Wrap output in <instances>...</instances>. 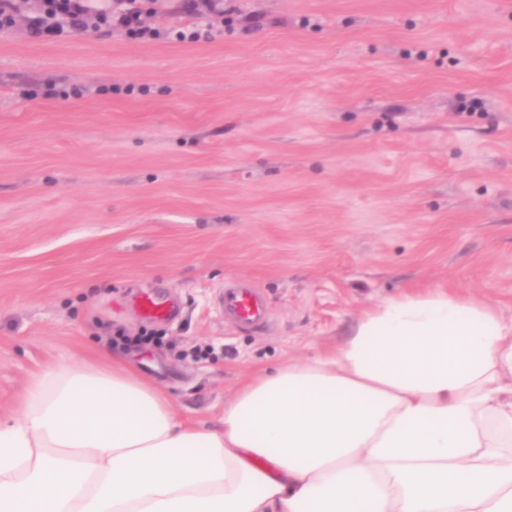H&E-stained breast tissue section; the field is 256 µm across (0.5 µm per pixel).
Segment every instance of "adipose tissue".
Returning <instances> with one entry per match:
<instances>
[{
	"label": "adipose tissue",
	"mask_w": 512,
	"mask_h": 512,
	"mask_svg": "<svg viewBox=\"0 0 512 512\" xmlns=\"http://www.w3.org/2000/svg\"><path fill=\"white\" fill-rule=\"evenodd\" d=\"M0 419V512H512V321L428 288L251 376L216 426L127 362L58 364Z\"/></svg>",
	"instance_id": "obj_1"
}]
</instances>
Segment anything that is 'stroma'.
I'll use <instances>...</instances> for the list:
<instances>
[{"instance_id":"1","label":"stroma","mask_w":512,"mask_h":512,"mask_svg":"<svg viewBox=\"0 0 512 512\" xmlns=\"http://www.w3.org/2000/svg\"><path fill=\"white\" fill-rule=\"evenodd\" d=\"M224 5L235 30L195 44L0 32L1 419L105 354L214 425L386 300L450 288L512 318V0ZM236 283L262 326L225 317ZM141 308L147 317L163 321L174 318L177 312L175 307L165 304L150 294L141 298Z\"/></svg>"}]
</instances>
